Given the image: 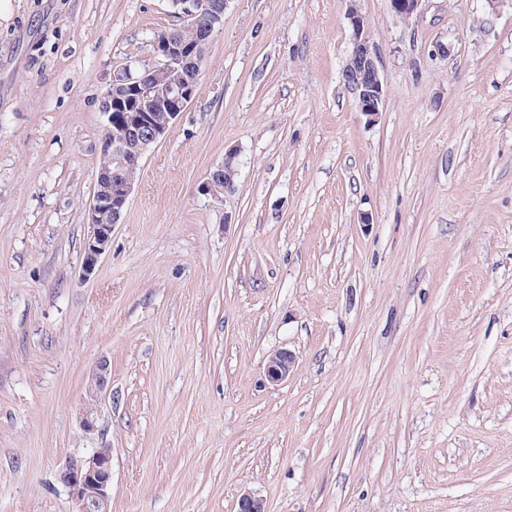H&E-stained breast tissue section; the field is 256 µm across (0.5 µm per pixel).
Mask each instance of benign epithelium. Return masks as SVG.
Masks as SVG:
<instances>
[{
    "label": "benign epithelium",
    "instance_id": "obj_1",
    "mask_svg": "<svg viewBox=\"0 0 512 512\" xmlns=\"http://www.w3.org/2000/svg\"><path fill=\"white\" fill-rule=\"evenodd\" d=\"M227 2L210 0H170L177 23L171 31L152 40V59L139 65L117 68L104 94L101 111L105 117L100 152L109 164L97 172L96 188L83 211L87 226L82 276H91L112 243V230L125 211L135 184L134 172L141 167L146 152L167 134L181 112L193 101L199 84L200 66L217 26L224 24ZM422 0H389L393 14L410 20ZM353 31L352 50L342 76L356 97L358 110L374 122L386 103L384 82L377 64L375 46L365 35L364 18L358 9L349 12ZM191 30L194 37L182 38ZM161 110L165 122H154ZM236 150L224 153V160L210 170L204 190L219 199L234 188L237 175ZM111 216L102 224L101 214ZM296 362L288 350L272 353L266 363V378L273 385L287 381ZM109 365L101 360L90 370L86 397L80 410V426L87 434L99 431L98 410L110 388ZM61 482L68 488L72 512H112V449L97 448L88 457H69L60 468ZM238 512H265L263 500L244 494Z\"/></svg>",
    "mask_w": 512,
    "mask_h": 512
}]
</instances>
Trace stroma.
I'll list each match as a JSON object with an SVG mask.
<instances>
[{
	"label": "stroma",
	"instance_id": "35a3bbf8",
	"mask_svg": "<svg viewBox=\"0 0 512 512\" xmlns=\"http://www.w3.org/2000/svg\"><path fill=\"white\" fill-rule=\"evenodd\" d=\"M353 7L373 123L342 79ZM173 22L169 0L0 19V512H71L57 473L97 448L112 512H512V5L229 0L83 278L102 96ZM353 31L352 50L342 76L356 97L358 110L375 122L386 103L384 82L377 64L375 46L365 35L364 18L358 9L349 12ZM236 150H228L224 154V160L210 170L207 181L204 183V190L215 199H220L227 192L234 188V178L237 175ZM296 362V356L289 350H278L272 353L266 363V378L272 385H280L287 381ZM109 365L101 360L90 370L86 397L80 410V426L86 434L98 432V410L101 401L106 397L110 388Z\"/></svg>",
	"mask_w": 512,
	"mask_h": 512
}]
</instances>
